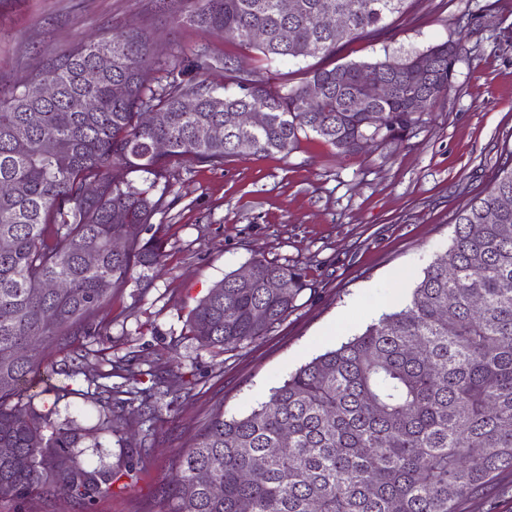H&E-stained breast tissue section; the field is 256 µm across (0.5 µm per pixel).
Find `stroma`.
<instances>
[{"instance_id": "1", "label": "stroma", "mask_w": 512, "mask_h": 512, "mask_svg": "<svg viewBox=\"0 0 512 512\" xmlns=\"http://www.w3.org/2000/svg\"><path fill=\"white\" fill-rule=\"evenodd\" d=\"M126 25L142 28L161 49L205 45L236 57L273 87L387 52L458 39L465 48L451 92L399 143L343 157L310 134L287 155L231 157L220 166L171 159V205L154 218L166 242L164 269L113 296L112 322L102 334L75 340L89 357L75 395L58 405L57 421L82 436L86 466L133 468L127 484H114L87 512H164V479L213 411L248 414L289 373L395 309L399 298L382 288L409 292L447 248L457 212L512 163V0H415L382 38L354 40L332 59L273 64L223 36L175 24L158 0H0V85L24 78L46 52ZM254 258L301 266L308 288L256 342L201 348L188 333L192 309ZM124 356L140 370L191 379L192 395L148 425L115 416L102 438L79 392L101 359ZM143 439L149 455L132 463L127 451Z\"/></svg>"}]
</instances>
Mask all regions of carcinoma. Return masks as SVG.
Here are the masks:
<instances>
[{
  "mask_svg": "<svg viewBox=\"0 0 512 512\" xmlns=\"http://www.w3.org/2000/svg\"><path fill=\"white\" fill-rule=\"evenodd\" d=\"M414 0H161L202 30L285 58L330 57L347 42L386 32ZM326 14L346 16L341 30ZM294 31V43L280 32ZM461 41L419 53L317 68L299 85L273 88L258 72L206 46L155 51L145 34L92 35L42 58L21 83L0 87V501L54 489L83 506L112 492L123 473L78 460L80 436L53 419L69 386L34 390L57 369L52 349L106 328L112 295L140 271L163 269L159 231L143 239L171 192L166 160L222 165L229 157L289 154L313 133L340 154L403 140L450 92ZM111 69L89 82L100 53ZM224 72L218 87L202 79ZM57 94L46 99L42 86ZM125 87L117 97L113 86ZM365 100L367 110L359 109ZM263 110L261 126L239 116ZM154 111L158 120L143 122ZM209 127L219 137L202 138ZM166 150L158 152L155 145ZM136 173L141 185L126 178ZM263 280L232 271L200 298L189 333L204 348L253 343L308 288L303 269L253 259ZM59 283L50 290L46 285ZM120 382H114V379ZM81 393L98 408L96 430L112 434L114 409L143 422L189 395L191 381L145 385L125 359H104ZM52 392L49 402L43 395ZM288 439H283V433ZM482 452L477 454L475 449ZM253 474L251 480L243 474ZM512 474V166L504 165L457 215L404 302L339 347L271 388L244 416L215 412L172 475L167 512H462ZM221 492L215 494L211 486Z\"/></svg>",
  "mask_w": 512,
  "mask_h": 512,
  "instance_id": "1",
  "label": "carcinoma"
}]
</instances>
